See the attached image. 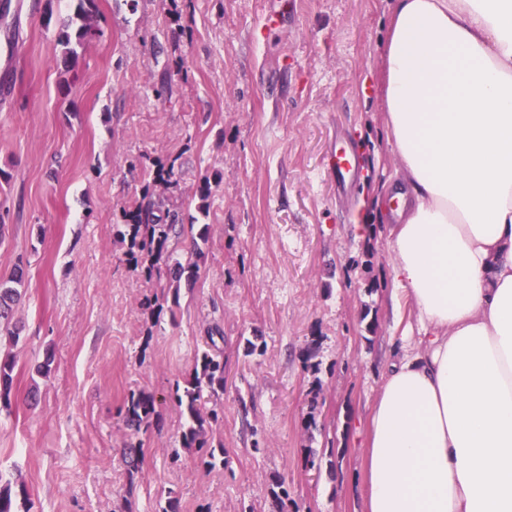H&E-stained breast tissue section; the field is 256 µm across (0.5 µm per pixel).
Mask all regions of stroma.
<instances>
[{"instance_id":"1","label":"stroma","mask_w":512,"mask_h":512,"mask_svg":"<svg viewBox=\"0 0 512 512\" xmlns=\"http://www.w3.org/2000/svg\"><path fill=\"white\" fill-rule=\"evenodd\" d=\"M95 34L63 63L73 0H0V279L24 269L12 407L0 410V479L30 512H363L362 435L398 317L388 226L360 206L399 162L386 151L384 54L394 0H95ZM277 14L278 27L263 24ZM168 75L171 99L155 94ZM361 170L340 184L339 150ZM183 228L174 260L198 262L178 302L127 263L120 211L156 160ZM218 176L208 210L203 177ZM369 224L368 238L355 226ZM209 225L204 261L193 226ZM224 339V393L207 435L222 463L182 445L173 399L209 326ZM258 337L262 355L245 356ZM315 348L319 375L304 365ZM52 356L48 375L36 364ZM157 399L129 473L120 410ZM317 427L305 429L307 414Z\"/></svg>"}]
</instances>
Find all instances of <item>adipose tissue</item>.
Wrapping results in <instances>:
<instances>
[{"instance_id":"obj_1","label":"adipose tissue","mask_w":512,"mask_h":512,"mask_svg":"<svg viewBox=\"0 0 512 512\" xmlns=\"http://www.w3.org/2000/svg\"><path fill=\"white\" fill-rule=\"evenodd\" d=\"M386 146L394 347L365 435L364 512H512V0H395Z\"/></svg>"}]
</instances>
